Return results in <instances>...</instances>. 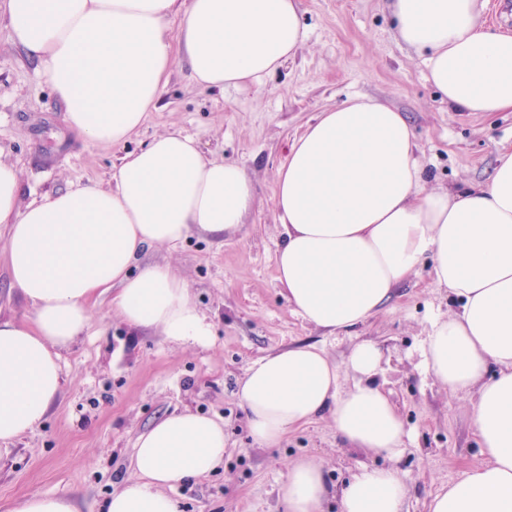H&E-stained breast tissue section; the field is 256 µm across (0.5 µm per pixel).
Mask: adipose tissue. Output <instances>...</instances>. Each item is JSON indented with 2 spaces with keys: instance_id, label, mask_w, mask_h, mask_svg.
<instances>
[{
  "instance_id": "1",
  "label": "adipose tissue",
  "mask_w": 512,
  "mask_h": 512,
  "mask_svg": "<svg viewBox=\"0 0 512 512\" xmlns=\"http://www.w3.org/2000/svg\"><path fill=\"white\" fill-rule=\"evenodd\" d=\"M490 0H390L397 36L424 57L426 79L455 112H512V33L488 27ZM302 0H0L12 41L46 71L68 127L120 145L156 108L177 56L205 88L259 86L307 41ZM403 112L368 96L321 113L276 172L282 227L277 280L290 310L333 334L379 314L422 259L455 304L434 317L422 369L469 398L481 460L436 492L429 512H512V148L463 191L425 189ZM21 172L0 160V224L11 287L29 323L0 319V442L39 426L62 392L59 351L111 294L131 326L173 344H208L212 324L169 265L147 250L192 232L240 231L255 204L237 163L170 130L128 153L111 182L20 206ZM383 352L359 341L344 363L300 344L254 360L237 397L253 438L280 443L329 415L346 447L400 457L409 437L379 378ZM224 462V426L174 411L137 439V476L106 512H179L170 491ZM323 464H289L285 512H322ZM341 512H403L398 469L363 466L337 493Z\"/></svg>"
}]
</instances>
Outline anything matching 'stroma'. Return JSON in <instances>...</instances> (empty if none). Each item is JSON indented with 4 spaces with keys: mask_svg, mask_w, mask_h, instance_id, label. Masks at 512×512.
I'll use <instances>...</instances> for the list:
<instances>
[{
    "mask_svg": "<svg viewBox=\"0 0 512 512\" xmlns=\"http://www.w3.org/2000/svg\"><path fill=\"white\" fill-rule=\"evenodd\" d=\"M308 40L298 56L260 88L198 87L176 61L156 109L125 144L98 145L70 131L64 106L42 67L0 23V159L22 174L20 204L109 181L127 153L162 132L197 135L205 152L239 163L257 202L234 237L194 233L178 247L158 246L145 261L168 264L210 317L208 346L174 345L129 326L111 296L92 309L88 330L60 349L62 392L43 424L0 452V512L32 494L76 497L82 512H103L131 479L138 435L175 410L224 423V463L174 491L179 512H284L280 486L290 462L322 461L338 488L359 467H395L407 494L404 512H428L431 494L480 462L469 399L448 394L419 365L433 317L452 304L433 287L429 262L402 284L386 309L349 332L330 336L291 313L276 278L280 224L275 176L294 137L323 110L369 95L405 112L426 188L463 190L486 179L498 148L512 145V112H452L424 79L422 56L399 42L387 0H303ZM0 225V317L29 321L32 308L11 287ZM384 352L385 389L412 440L399 459L343 447L329 417L315 418L279 445L259 447L236 398L249 364L274 350L315 344L344 362L359 341Z\"/></svg>",
    "mask_w": 512,
    "mask_h": 512,
    "instance_id": "35a3bbf8",
    "label": "stroma"
}]
</instances>
